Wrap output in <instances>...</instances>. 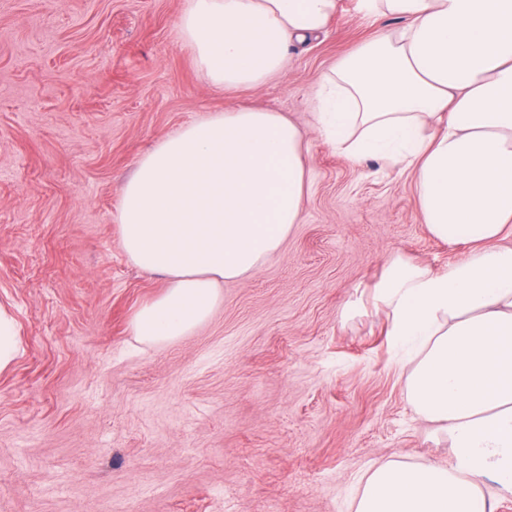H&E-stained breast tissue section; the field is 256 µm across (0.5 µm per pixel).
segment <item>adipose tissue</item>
I'll return each instance as SVG.
<instances>
[{"label":"adipose tissue","instance_id":"ef3b65f1","mask_svg":"<svg viewBox=\"0 0 512 512\" xmlns=\"http://www.w3.org/2000/svg\"><path fill=\"white\" fill-rule=\"evenodd\" d=\"M338 0H186L177 28L204 79L234 91L283 75ZM383 30L312 92L337 152L412 172L436 239L469 251L443 272L394 259L371 301L409 407L443 433L448 464L371 468L353 512H496L512 496V0H357ZM301 127L228 109L159 139L123 184V249L166 289L133 332L167 343L206 323L220 285L257 273L301 220Z\"/></svg>","mask_w":512,"mask_h":512}]
</instances>
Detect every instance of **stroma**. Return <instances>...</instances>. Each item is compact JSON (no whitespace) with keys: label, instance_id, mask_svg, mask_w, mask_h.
Listing matches in <instances>:
<instances>
[{"label":"stroma","instance_id":"stroma-1","mask_svg":"<svg viewBox=\"0 0 512 512\" xmlns=\"http://www.w3.org/2000/svg\"><path fill=\"white\" fill-rule=\"evenodd\" d=\"M186 0H0V512H351L374 463H448L409 408L382 316L340 317L398 257L441 271L413 176L353 162L310 129L335 60L396 28L340 0L284 76L224 91L179 42ZM307 129L302 219L209 322L139 342L166 281L121 244L120 191L160 138L212 112ZM17 336L11 319L0 314V373L8 369L19 352Z\"/></svg>","mask_w":512,"mask_h":512}]
</instances>
